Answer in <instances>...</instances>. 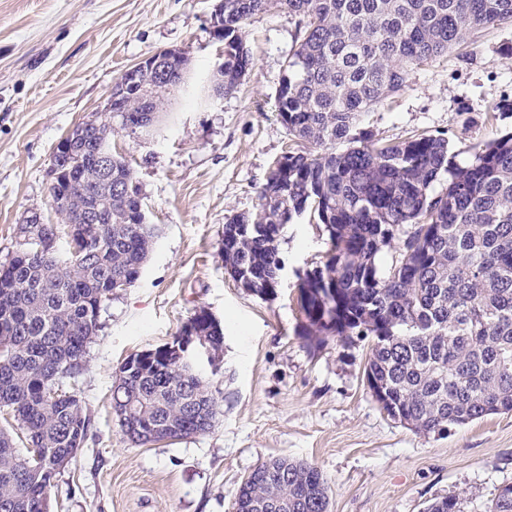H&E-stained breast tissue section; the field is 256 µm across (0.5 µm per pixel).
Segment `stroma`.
Returning <instances> with one entry per match:
<instances>
[{
    "label": "stroma",
    "instance_id": "1",
    "mask_svg": "<svg viewBox=\"0 0 512 512\" xmlns=\"http://www.w3.org/2000/svg\"><path fill=\"white\" fill-rule=\"evenodd\" d=\"M217 3L0 0V263L28 217L60 223L48 191L51 151L97 113L126 69L174 47L206 80L223 48L211 28ZM298 36L288 11L255 15L245 33L252 65L236 91L217 101L175 93L150 135L113 126L112 153L129 164L156 237L138 280L102 311L84 369L65 385L91 426L54 479L51 512H234L243 479L276 457L318 467L328 512H423L448 495L463 512H486L498 488L512 484V413L445 436L418 434L369 391L368 342L307 345L298 285L328 249L324 225L305 214L286 226L272 296L254 295L224 268L225 223L257 211L259 189L288 148L276 95ZM361 126L387 141L442 132L456 150L511 129L512 28L486 29L415 69ZM200 308L224 330L221 370L210 379L214 426L130 443L112 413L119 366L172 342Z\"/></svg>",
    "mask_w": 512,
    "mask_h": 512
}]
</instances>
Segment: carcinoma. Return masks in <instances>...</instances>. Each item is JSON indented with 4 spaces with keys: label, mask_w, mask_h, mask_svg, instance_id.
<instances>
[{
    "label": "carcinoma",
    "mask_w": 512,
    "mask_h": 512,
    "mask_svg": "<svg viewBox=\"0 0 512 512\" xmlns=\"http://www.w3.org/2000/svg\"><path fill=\"white\" fill-rule=\"evenodd\" d=\"M224 74L233 92L251 65L245 25L276 4L299 18L300 37L277 89V111L291 136L286 166L270 172L254 215L224 224V268L235 280L257 277L252 292L274 294L284 264L279 242L287 224L312 209L328 232L318 266L331 293L299 292L303 336L369 340L364 373L386 395L384 408L423 435L442 434L486 415L512 412V131L474 150L461 165L448 138L426 132L382 142L356 130L373 105L404 87L411 71L464 43L474 32L512 26V0H223ZM184 55L161 73L143 72L126 98L130 130L157 126L164 97L184 88ZM86 142L72 145L81 193L104 198L97 224H26L10 259L0 264V410L11 414L38 460L25 464L0 428V512H41L57 475L88 434L90 417L76 392L57 383L83 370L112 296L139 277L155 239L133 221L129 166L112 159V188L88 164L91 142L109 140L101 114L86 121ZM446 180L440 191L434 185ZM52 206L73 201L62 175ZM257 224L265 233H236ZM400 242L389 266L378 263L384 236ZM68 237L61 257L56 239ZM223 357L224 330L191 317ZM114 393L163 427L155 441L206 432L218 402L203 370L181 372L175 343L129 358ZM250 512H327L321 472L311 463L272 459L238 488ZM425 512H462L446 496ZM487 512H512V485Z\"/></svg>",
    "instance_id": "cac0c4a2"
}]
</instances>
